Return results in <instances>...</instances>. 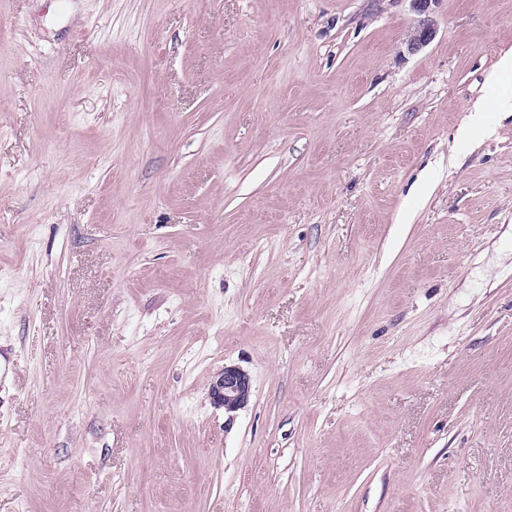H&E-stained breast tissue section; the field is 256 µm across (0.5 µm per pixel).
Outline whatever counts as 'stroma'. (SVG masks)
Returning <instances> with one entry per match:
<instances>
[{"mask_svg":"<svg viewBox=\"0 0 512 512\" xmlns=\"http://www.w3.org/2000/svg\"><path fill=\"white\" fill-rule=\"evenodd\" d=\"M412 18L0 0V512H512V0ZM414 15L404 42L408 53L414 54L426 47L435 37L433 8L440 0H407ZM251 393L249 375L238 366H224L212 382L209 396L215 406L231 413L247 404Z\"/></svg>","mask_w":512,"mask_h":512,"instance_id":"obj_1","label":"stroma"}]
</instances>
